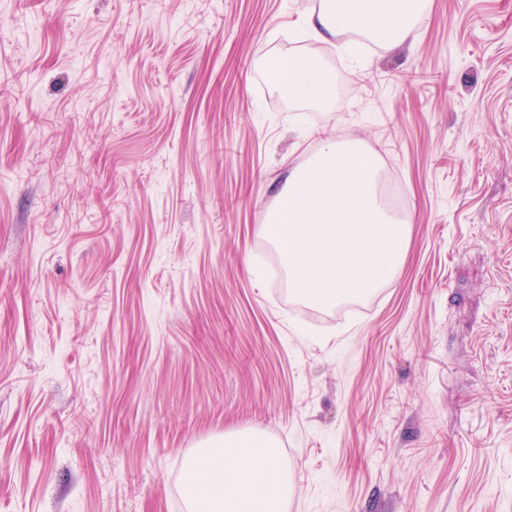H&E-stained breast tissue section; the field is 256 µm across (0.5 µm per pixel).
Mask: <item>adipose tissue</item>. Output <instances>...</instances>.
<instances>
[{
    "instance_id": "1",
    "label": "adipose tissue",
    "mask_w": 512,
    "mask_h": 512,
    "mask_svg": "<svg viewBox=\"0 0 512 512\" xmlns=\"http://www.w3.org/2000/svg\"><path fill=\"white\" fill-rule=\"evenodd\" d=\"M428 0H320L299 16L296 27L316 37L345 29L387 49L410 37ZM333 83L320 60L308 56L282 68L273 90L284 98L322 103ZM292 478L275 445L257 433H228L204 444L186 468L184 497L189 512H288Z\"/></svg>"
}]
</instances>
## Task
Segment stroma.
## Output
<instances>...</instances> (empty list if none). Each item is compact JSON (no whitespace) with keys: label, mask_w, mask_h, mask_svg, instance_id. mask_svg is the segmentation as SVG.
<instances>
[{"label":"stroma","mask_w":512,"mask_h":512,"mask_svg":"<svg viewBox=\"0 0 512 512\" xmlns=\"http://www.w3.org/2000/svg\"><path fill=\"white\" fill-rule=\"evenodd\" d=\"M319 0H0V512H188L250 430L292 512H512V0L391 52ZM319 57L325 104L272 91ZM402 182L404 265L319 306L266 217L323 135Z\"/></svg>","instance_id":"stroma-1"}]
</instances>
